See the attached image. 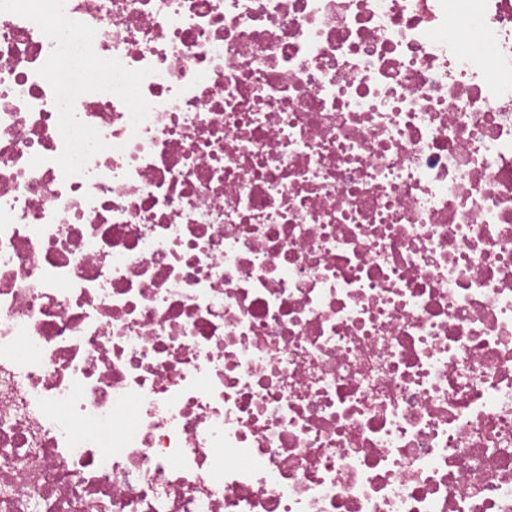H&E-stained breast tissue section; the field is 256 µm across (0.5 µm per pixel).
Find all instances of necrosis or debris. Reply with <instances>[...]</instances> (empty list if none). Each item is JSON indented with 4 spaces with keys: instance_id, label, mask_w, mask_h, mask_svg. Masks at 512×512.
Returning a JSON list of instances; mask_svg holds the SVG:
<instances>
[{
    "instance_id": "4bbe7bcc",
    "label": "necrosis or debris",
    "mask_w": 512,
    "mask_h": 512,
    "mask_svg": "<svg viewBox=\"0 0 512 512\" xmlns=\"http://www.w3.org/2000/svg\"><path fill=\"white\" fill-rule=\"evenodd\" d=\"M0 512H512V0H0Z\"/></svg>"
}]
</instances>
